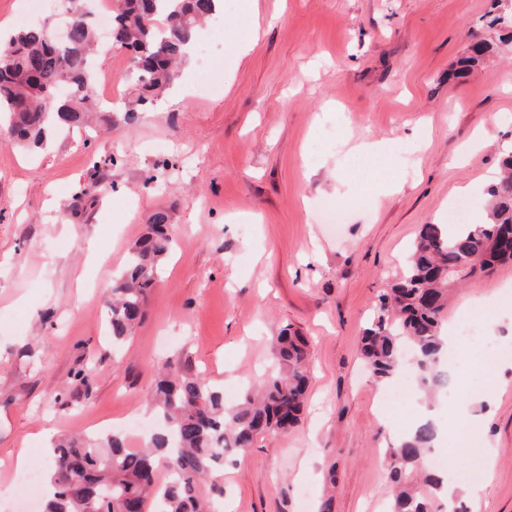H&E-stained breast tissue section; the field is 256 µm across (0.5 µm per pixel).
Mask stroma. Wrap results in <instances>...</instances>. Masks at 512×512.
<instances>
[{
  "label": "stroma",
  "mask_w": 512,
  "mask_h": 512,
  "mask_svg": "<svg viewBox=\"0 0 512 512\" xmlns=\"http://www.w3.org/2000/svg\"><path fill=\"white\" fill-rule=\"evenodd\" d=\"M224 2L223 32L199 31L223 48V87L196 91L194 57L158 105L93 140L74 131L40 151L0 138V512L22 504L18 452L42 473L54 436L114 430L138 447L125 421L151 420L145 392L166 362L238 400L287 324L309 342L308 408L228 459L223 512H317L327 497L332 512H387V450L412 419L380 407L360 337L422 225L447 223L463 197L483 212L512 142V122L488 125L512 115V52L448 77L471 38L490 37L493 0ZM97 72L113 105L133 94L125 49L102 52ZM330 127L336 140L309 158ZM364 136L381 144L368 159L353 150ZM338 201L346 222L321 223ZM160 210L176 245L116 351L104 302ZM506 287L512 263L452 283L445 323ZM477 386L496 394L479 428L494 455L482 491L460 502L512 512V369L488 368Z\"/></svg>",
  "instance_id": "35a3bbf8"
}]
</instances>
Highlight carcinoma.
Returning <instances> with one entry per match:
<instances>
[{
  "mask_svg": "<svg viewBox=\"0 0 512 512\" xmlns=\"http://www.w3.org/2000/svg\"><path fill=\"white\" fill-rule=\"evenodd\" d=\"M215 0H117L112 40L135 52L134 101L122 112L94 96L99 45L94 22L78 7L65 18L69 36L57 44L49 27L29 25L0 43V126L19 144L47 148L54 137L74 130L111 128L132 119L173 83L186 61V48L212 16ZM503 175L487 188V217L455 239L440 225L422 226L404 275L378 296L373 319L361 338L360 354L377 383L392 380L404 346L412 347L419 387L426 393L443 378L442 322L448 282L477 277L492 266L512 262V152L502 158ZM174 239L163 211L149 218L148 231L131 247L127 264L112 283L107 304L112 346L122 345L144 314L157 271ZM274 367L238 402L224 401V389L188 369L164 371L147 390V404L160 427L143 448L125 437L63 436L52 442L43 512H209L211 498L224 494L216 482L203 486L229 455H244L264 433L286 434L300 419L309 377L307 342L282 327L273 345ZM433 421L409 429L388 450L389 478L395 486L390 512H443L438 478L429 473L427 494L417 491L422 459L433 447ZM164 468L167 482L155 473Z\"/></svg>",
  "mask_w": 512,
  "mask_h": 512,
  "instance_id": "obj_1",
  "label": "carcinoma"
}]
</instances>
